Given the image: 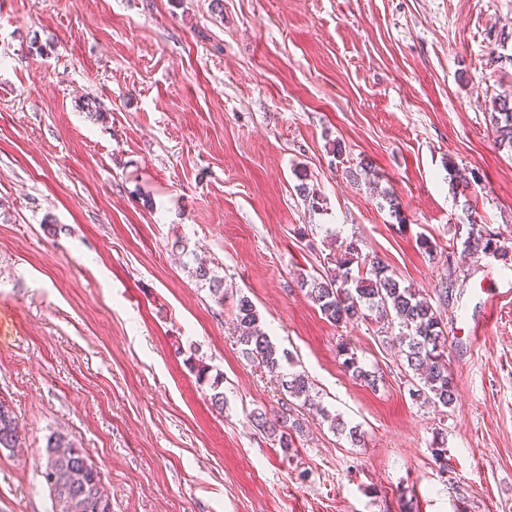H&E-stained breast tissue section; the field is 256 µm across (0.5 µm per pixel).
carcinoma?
Masks as SVG:
<instances>
[{
  "label": "carcinoma",
  "mask_w": 512,
  "mask_h": 512,
  "mask_svg": "<svg viewBox=\"0 0 512 512\" xmlns=\"http://www.w3.org/2000/svg\"><path fill=\"white\" fill-rule=\"evenodd\" d=\"M492 115L495 132L501 141L512 147V100L504 97L494 101ZM463 250L485 254L504 255L508 246L501 243L500 235L487 231L483 225L472 222L468 236L462 242ZM330 261L339 273L329 272L320 277H303L301 288L318 306L330 323L354 325L371 320L379 325L385 342L396 346L403 355L409 393L422 403L452 407L455 400V382L449 371L447 336L441 313L433 307L422 292L402 284L394 271L378 257L362 256L354 242H349ZM196 279L209 284L215 303L224 305V283L210 268L199 265L193 269ZM236 338L241 353L250 361L279 377L284 395L285 412L276 423L261 414L252 420L263 430L277 438L279 448L289 454L295 447V437L303 425L300 409L309 401L311 382L307 375L291 370L292 357L287 350L271 341L260 325L253 302L241 296L236 305ZM398 334L392 336L393 328ZM337 348L344 356L343 367L351 376L374 388L379 376L366 368L345 341ZM198 384L209 385L205 398L217 412L224 411V382L222 374L210 375V366L200 362L194 366ZM330 428L351 442H360L359 426H350L320 410ZM17 416L11 405L0 400V448L9 451L18 447ZM42 478L50 491L52 512H112L110 496L103 490L102 473L85 449L62 432L52 434L45 447Z\"/></svg>",
  "instance_id": "carcinoma-1"
}]
</instances>
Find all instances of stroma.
<instances>
[{
  "label": "stroma",
  "mask_w": 512,
  "mask_h": 512,
  "mask_svg": "<svg viewBox=\"0 0 512 512\" xmlns=\"http://www.w3.org/2000/svg\"><path fill=\"white\" fill-rule=\"evenodd\" d=\"M504 94L512 0H0V399L22 448L0 450V512H51L59 431L112 512H512V251L455 244L475 217L512 239ZM364 162L399 214L346 176ZM351 240L441 311L447 413L412 400L375 324L333 326L298 288ZM242 295L359 446L311 409L287 457L252 422L284 396L236 342ZM341 336L378 389L343 370ZM193 354L222 374L223 412ZM494 111L498 114L492 115L494 131L500 137L501 143L506 142L512 147V101L507 98H498L494 101Z\"/></svg>",
  "instance_id": "1"
}]
</instances>
